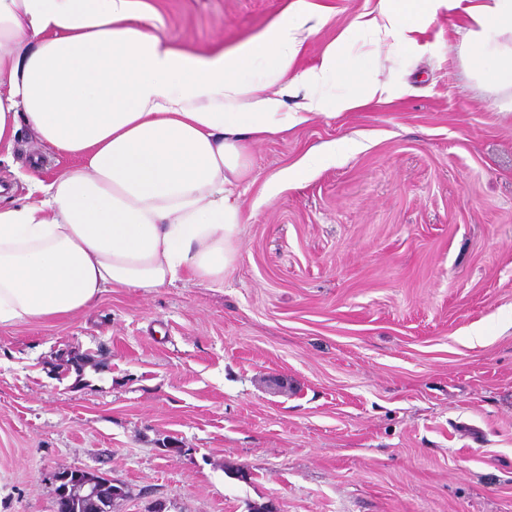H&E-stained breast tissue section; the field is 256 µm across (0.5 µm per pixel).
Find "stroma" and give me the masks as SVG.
<instances>
[{
  "label": "stroma",
  "instance_id": "1",
  "mask_svg": "<svg viewBox=\"0 0 512 512\" xmlns=\"http://www.w3.org/2000/svg\"><path fill=\"white\" fill-rule=\"evenodd\" d=\"M206 54L287 0H150ZM328 15L297 68L377 0ZM418 45L364 38L388 103L314 116L250 147L252 217L223 284L115 288L52 321L0 326V512H54L55 474L127 490L113 512H512V97L473 67L467 6ZM356 150L320 157L333 141ZM42 157L0 149V187ZM94 359L60 375L68 356Z\"/></svg>",
  "mask_w": 512,
  "mask_h": 512
}]
</instances>
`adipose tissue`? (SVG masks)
<instances>
[{"label": "adipose tissue", "instance_id": "ef3b65f1", "mask_svg": "<svg viewBox=\"0 0 512 512\" xmlns=\"http://www.w3.org/2000/svg\"><path fill=\"white\" fill-rule=\"evenodd\" d=\"M437 0H378L319 62L297 69L327 21L289 0L264 30L209 54L161 34L149 0H0V145L28 126L75 163L32 165L22 203L0 202V326L93 306L115 288L223 283L248 220L251 142L312 116L388 101L377 61L351 68L363 37L410 48ZM475 68L512 86V0L468 6Z\"/></svg>", "mask_w": 512, "mask_h": 512}]
</instances>
